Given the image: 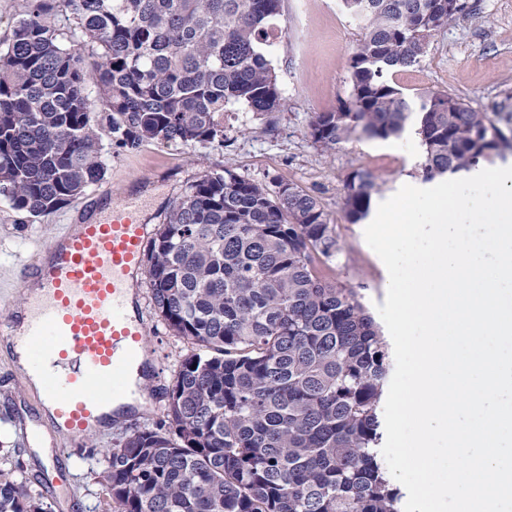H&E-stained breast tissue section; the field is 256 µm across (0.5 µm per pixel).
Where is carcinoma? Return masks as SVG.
<instances>
[{"label": "carcinoma", "instance_id": "obj_1", "mask_svg": "<svg viewBox=\"0 0 512 512\" xmlns=\"http://www.w3.org/2000/svg\"><path fill=\"white\" fill-rule=\"evenodd\" d=\"M283 2L20 0L0 48V199L47 216L102 181V124L128 149L222 145L224 113L281 111L273 36ZM338 2L360 39L348 99L309 121L314 143L386 140L414 119L427 181L512 148L500 127L511 112L492 117L435 91L411 98L393 81L467 15L468 0ZM61 15L79 46L59 40ZM275 184L208 169L154 233L152 299L192 349L165 419L89 452L109 512H398L373 451L387 343L355 294L319 269L338 250L321 202ZM377 191L373 172L349 173L347 218H364ZM0 512L52 506L16 465L0 467Z\"/></svg>", "mask_w": 512, "mask_h": 512}]
</instances>
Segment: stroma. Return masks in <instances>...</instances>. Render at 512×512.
I'll list each match as a JSON object with an SVG mask.
<instances>
[{"mask_svg":"<svg viewBox=\"0 0 512 512\" xmlns=\"http://www.w3.org/2000/svg\"><path fill=\"white\" fill-rule=\"evenodd\" d=\"M468 17L449 22L430 41L419 66L400 72L395 83L406 93L447 91L471 107L492 112L512 107V0H469ZM281 25L284 46L274 54L278 81L286 98L284 111L258 120L242 109L228 114L224 144L182 145L150 142L134 151L116 148L102 132L105 177L82 200L45 217L22 218L0 200V320L20 302L23 261L63 225L76 223L82 202L97 201L99 189L113 198L141 193L152 225L162 224L187 182L203 169L223 166L241 177L267 183L292 181L320 200L334 224L339 251L331 261V279L352 288L369 312L384 303L388 272L364 238L365 222L350 223L343 211V186L358 168L372 171L379 184L373 202L394 195L404 177L421 179L424 148L415 122L400 136L386 140L353 139L323 151L308 133L313 113L336 109L348 93L349 57L359 30L339 9L337 0H284ZM140 305L150 326L148 349L164 383H171L187 342L162 325L150 299L148 284L139 288ZM40 397L32 392L7 350L0 349V446L23 467L33 487L51 502L54 512H106V498L86 456L90 449L112 447L126 428L160 420L163 408L73 439L41 431L35 447H25L23 430Z\"/></svg>","mask_w":512,"mask_h":512,"instance_id":"1","label":"stroma"}]
</instances>
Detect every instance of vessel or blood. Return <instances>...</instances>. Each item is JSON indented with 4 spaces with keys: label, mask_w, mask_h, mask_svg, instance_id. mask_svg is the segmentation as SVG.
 <instances>
[{
    "label": "vessel or blood",
    "mask_w": 512,
    "mask_h": 512,
    "mask_svg": "<svg viewBox=\"0 0 512 512\" xmlns=\"http://www.w3.org/2000/svg\"><path fill=\"white\" fill-rule=\"evenodd\" d=\"M149 234L136 198L126 196L53 236L25 264V306L0 321V346L24 332L29 371L43 382L40 426L68 437L91 434L124 398L134 370L153 383L141 391L137 413L156 406L160 371L135 292Z\"/></svg>",
    "instance_id": "1"
}]
</instances>
